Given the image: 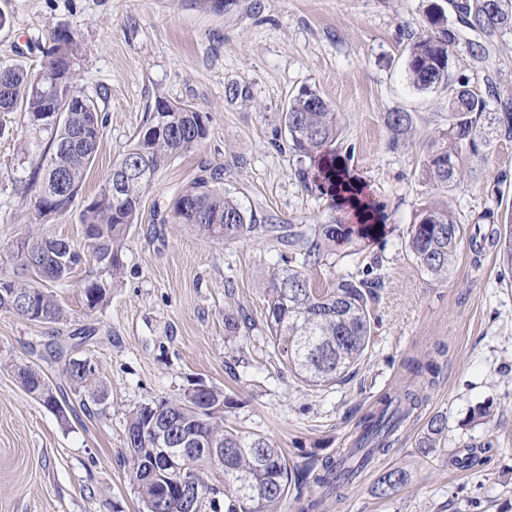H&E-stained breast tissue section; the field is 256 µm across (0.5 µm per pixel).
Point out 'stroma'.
I'll return each instance as SVG.
<instances>
[{
	"label": "stroma",
	"mask_w": 512,
	"mask_h": 512,
	"mask_svg": "<svg viewBox=\"0 0 512 512\" xmlns=\"http://www.w3.org/2000/svg\"><path fill=\"white\" fill-rule=\"evenodd\" d=\"M435 0H0V65L38 72L50 37L80 47L78 88L107 118L83 198L96 195L116 158L142 127L156 97L206 115L208 135L162 168L143 197L124 250V272L102 307L88 309L78 284L52 292L66 316L44 324L0 311V512H139L123 464L129 415L141 405L199 385L239 401L233 423L270 438L292 463H317L350 447L360 417L406 377L408 360L434 361L436 381L406 422L399 442L376 458L326 512H512V264L504 243L471 249L461 241L444 279L411 258L408 231L428 206L450 209L467 229L512 233V140L494 144L475 176L454 190L419 176L432 141L448 127L452 87L420 92L405 71L411 38L430 33ZM462 30L454 75L470 87L494 82L512 97V31L478 36L485 62ZM315 88L340 114L336 161L375 205L376 231L328 256L308 275L318 288L342 278L379 279L369 349L333 386L311 387L271 359L263 328L264 285L282 260L300 266L267 225L324 224L340 216L333 199L303 183L288 150L284 114L301 87ZM413 118L397 141L387 113ZM47 135L21 113L0 136V272L19 267L7 245L28 234L83 245L72 209L38 223L26 187ZM223 168L221 189L252 215L254 231L221 242L169 221L194 181ZM255 323L233 337L224 316ZM71 357L91 360L107 389L103 404L68 393L66 419L18 382L17 367L41 369L66 387L51 351L79 331ZM489 407L488 423L471 422ZM447 414L438 452L418 439L430 417ZM480 447L482 465L462 469L451 456ZM402 468L406 483L376 495L380 472Z\"/></svg>",
	"instance_id": "obj_1"
}]
</instances>
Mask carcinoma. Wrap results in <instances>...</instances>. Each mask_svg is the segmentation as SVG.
<instances>
[{
  "label": "carcinoma",
  "mask_w": 512,
  "mask_h": 512,
  "mask_svg": "<svg viewBox=\"0 0 512 512\" xmlns=\"http://www.w3.org/2000/svg\"><path fill=\"white\" fill-rule=\"evenodd\" d=\"M455 8L456 20L452 22L444 11L431 8L429 21L434 32L407 47L406 73L418 91H431L454 81L450 53L458 43L459 27L484 33L512 30V0H460ZM77 54L72 36L55 33L43 71L35 74L15 66L0 67V134L9 123V115L21 108L27 125L47 133L52 147L51 153L42 155L29 183L35 191L34 207L39 216L43 207L55 213L72 208L103 134L104 117L93 101H87L85 107L73 105L83 98L76 84ZM169 106L175 108L167 113L169 131L147 137L158 123L160 110ZM60 108L65 111L64 118L56 124L47 123L45 113ZM448 118V130L431 146L420 168L429 185L450 190L476 171L496 140L512 139V99L502 96L492 82L478 93L459 80ZM205 119L191 105L156 97L132 143L117 158L99 192L80 211L85 248L54 236H27L17 241L11 253L25 276L0 278V311L22 317L32 313L44 324L59 322L65 311L44 284L67 285L88 254L96 272L79 287L89 308L103 305L122 273L123 250L132 226L138 223L142 197L151 185L139 175V169L155 174L174 156L195 148L207 137ZM284 120L292 151L298 159L310 162L309 168L301 170L303 179L327 185L344 207L367 216L362 189L329 160L340 134L339 113L317 90L303 87L289 102ZM386 120L397 137L410 133L413 126L408 112H390ZM172 217L218 241L237 239L254 229L252 217L240 204L206 179L177 198ZM368 230L366 224L356 229L335 217L326 224L289 232L288 245L302 256V267L278 269L264 288L265 324L273 354L309 386L336 384L365 354L371 339L370 302L377 283L342 278L330 288H314L305 268L319 264L341 246L352 245L354 237L364 238ZM465 234V225L458 223L450 210L432 207L411 225L408 248L424 272L443 278L448 276V267ZM3 293L25 301L26 306L5 303ZM224 327L235 336L252 328V319L231 313L225 316ZM52 353L55 360L63 362L62 376L74 390L88 393L95 403L105 399L106 390L97 373L87 372L66 357L67 349L61 344ZM411 372L409 384L384 394L375 410L360 419L354 448L342 458L321 460L317 469L312 464L290 465L283 450L268 438L232 426L229 417L239 403L222 389L205 386L137 408L127 427L126 462L143 512H281L288 489L295 487L300 499L309 480L318 491L308 496L301 512H316L329 496H339L351 488L373 457L389 451L403 422L421 406L419 389L435 370L431 364L417 363ZM16 377L25 391L60 420H66L65 408L43 372L25 365L17 369ZM152 418L174 423L195 438L188 453V469L198 485V497L190 508L175 501L164 505L156 502L158 485L151 484L148 477L161 479L165 473L162 458L151 453L155 444L143 437ZM447 430L448 416L434 414L418 447L427 453L437 451ZM407 478L401 468L385 470L376 480L375 491L387 496Z\"/></svg>",
  "instance_id": "cac0c4a2"
}]
</instances>
